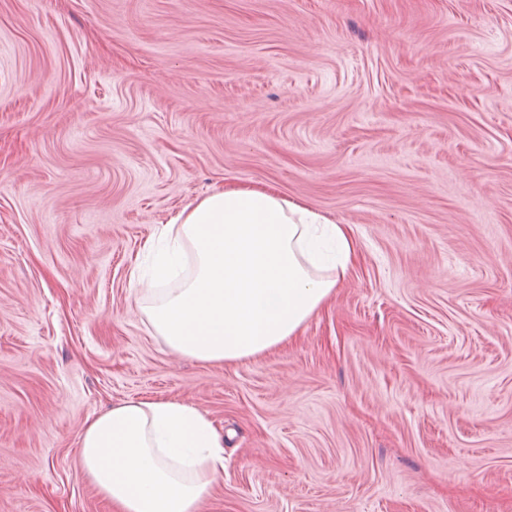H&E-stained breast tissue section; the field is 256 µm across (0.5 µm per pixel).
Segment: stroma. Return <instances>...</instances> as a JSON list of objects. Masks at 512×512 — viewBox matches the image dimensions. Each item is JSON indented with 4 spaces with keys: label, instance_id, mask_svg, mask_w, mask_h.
I'll return each mask as SVG.
<instances>
[{
    "label": "stroma",
    "instance_id": "obj_1",
    "mask_svg": "<svg viewBox=\"0 0 512 512\" xmlns=\"http://www.w3.org/2000/svg\"><path fill=\"white\" fill-rule=\"evenodd\" d=\"M232 185L358 259L204 363L145 244ZM132 398L223 434L201 512H512V0H0V512H110L80 437Z\"/></svg>",
    "mask_w": 512,
    "mask_h": 512
}]
</instances>
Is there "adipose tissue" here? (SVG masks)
<instances>
[{
	"label": "adipose tissue",
	"mask_w": 512,
	"mask_h": 512,
	"mask_svg": "<svg viewBox=\"0 0 512 512\" xmlns=\"http://www.w3.org/2000/svg\"><path fill=\"white\" fill-rule=\"evenodd\" d=\"M146 322L180 356L236 363L296 336L356 259L353 231L256 188L219 190L164 224ZM82 472L112 512H199L224 438L196 408L127 400L88 420Z\"/></svg>",
	"instance_id": "ef3b65f1"
}]
</instances>
